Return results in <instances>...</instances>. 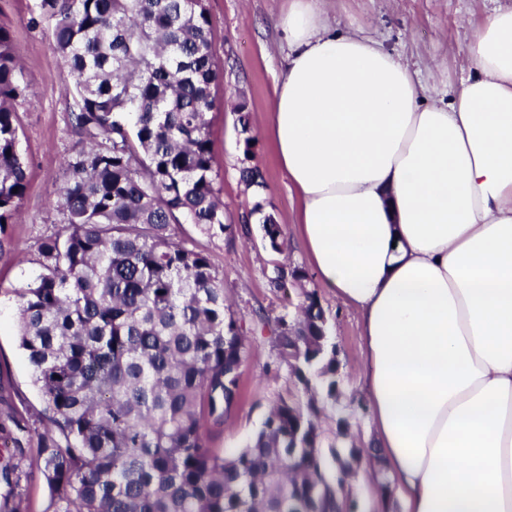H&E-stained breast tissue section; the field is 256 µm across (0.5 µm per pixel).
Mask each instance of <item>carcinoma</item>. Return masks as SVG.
I'll list each match as a JSON object with an SVG mask.
<instances>
[{
	"mask_svg": "<svg viewBox=\"0 0 512 512\" xmlns=\"http://www.w3.org/2000/svg\"><path fill=\"white\" fill-rule=\"evenodd\" d=\"M53 49L74 78L61 229L38 246L41 272L16 289L19 343L32 369L43 427L30 461L50 488L46 512H338L317 447V419L336 399V347L316 291L301 317L278 319L280 359L300 337L317 358L291 370L320 386L286 398L230 458L208 448L207 424L235 405L246 350L226 304L224 275L175 228L228 233L216 188L209 113L218 69L204 0H41ZM29 84L0 27V223L26 189L15 105ZM246 105L238 107L252 154ZM260 199L257 165L240 171ZM264 238L280 225L258 203ZM304 274L273 267L271 287Z\"/></svg>",
	"mask_w": 512,
	"mask_h": 512,
	"instance_id": "carcinoma-1",
	"label": "carcinoma"
}]
</instances>
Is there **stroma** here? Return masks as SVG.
Wrapping results in <instances>:
<instances>
[{"label":"stroma","instance_id":"1","mask_svg":"<svg viewBox=\"0 0 512 512\" xmlns=\"http://www.w3.org/2000/svg\"><path fill=\"white\" fill-rule=\"evenodd\" d=\"M289 0H206L212 18V51L220 76L211 87L210 114L217 186L224 201V221L230 234L210 238L190 224L180 235L189 237L224 276V289L247 334L241 367L240 397L227 422L205 431V441L217 454L229 457L244 448L280 398L306 403L308 394L280 364L277 320L294 318L302 290L316 291L328 319V342L336 348V404L319 421L324 456L364 446L370 416L359 404L363 356L356 318L335 295L309 275L310 265L296 243L298 202L288 189L274 148L264 134L275 85L287 63L288 45L278 17ZM512 0H325L337 27L360 31L386 50L401 55L438 100H448L467 75L465 46L471 35L468 20H481ZM0 27L7 29L20 55L30 85L29 97L18 103L19 149L27 166V186L16 217L0 226V466L7 449L36 447L39 394L31 383V367L18 346L16 288L40 271L39 243L59 228L54 209L65 181L66 159L76 138L67 126L69 89L73 78L52 44L51 24L40 0H0ZM245 102L256 138L254 164L266 176L264 206L282 232L283 250H270L260 224L251 219L255 199L241 182L245 161L239 140L237 102ZM307 271L302 288L282 293L270 288L274 265ZM21 478L10 487L0 480V504L21 494L30 512H45L49 491L44 478L18 462ZM385 465L381 456L363 457L347 481L345 495L357 512H369L370 495L379 493Z\"/></svg>","mask_w":512,"mask_h":512}]
</instances>
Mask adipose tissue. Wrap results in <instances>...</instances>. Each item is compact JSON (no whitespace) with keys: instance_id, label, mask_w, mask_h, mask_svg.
I'll return each mask as SVG.
<instances>
[{"instance_id":"adipose-tissue-1","label":"adipose tissue","mask_w":512,"mask_h":512,"mask_svg":"<svg viewBox=\"0 0 512 512\" xmlns=\"http://www.w3.org/2000/svg\"><path fill=\"white\" fill-rule=\"evenodd\" d=\"M266 135L312 268L357 316L361 394L402 512H512V8L447 104L323 0L280 17Z\"/></svg>"}]
</instances>
